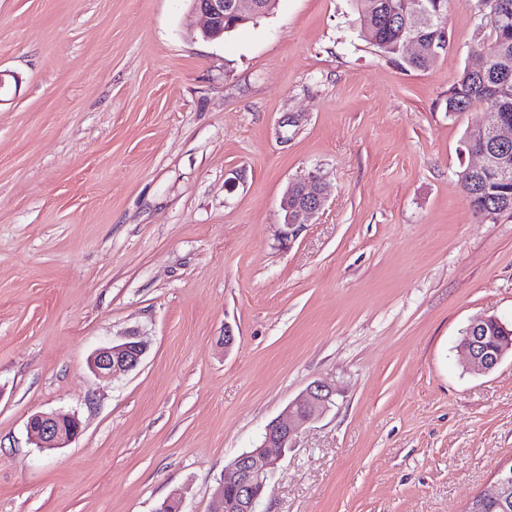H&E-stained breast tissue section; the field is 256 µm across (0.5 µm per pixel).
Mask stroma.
Returning a JSON list of instances; mask_svg holds the SVG:
<instances>
[{"mask_svg": "<svg viewBox=\"0 0 512 512\" xmlns=\"http://www.w3.org/2000/svg\"><path fill=\"white\" fill-rule=\"evenodd\" d=\"M188 8L0 0V512H209L321 378L336 405L259 512H463L512 461V356L480 375L457 349L476 317L512 322V212L459 182L484 112L446 109L491 43L479 0H449L425 71L353 0H276L220 41ZM316 170L327 204L283 239ZM131 330L141 364L95 378ZM38 412L83 432L42 452ZM326 202V187L319 172H312L303 180L291 183L281 200V233L284 237H296L300 228L324 209Z\"/></svg>", "mask_w": 512, "mask_h": 512, "instance_id": "1", "label": "stroma"}]
</instances>
